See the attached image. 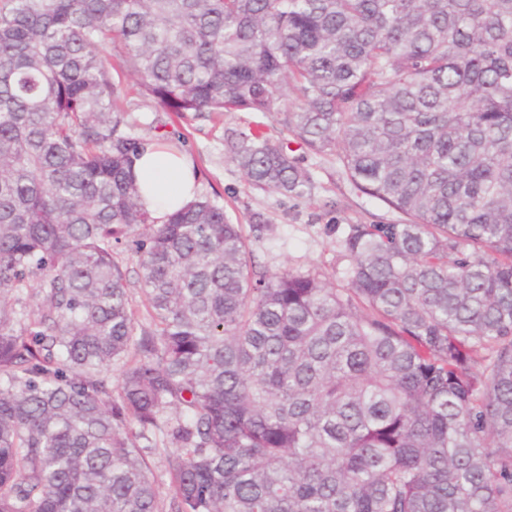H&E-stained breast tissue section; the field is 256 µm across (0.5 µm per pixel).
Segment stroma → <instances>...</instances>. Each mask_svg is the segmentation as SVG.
Segmentation results:
<instances>
[{
  "label": "stroma",
  "instance_id": "stroma-1",
  "mask_svg": "<svg viewBox=\"0 0 512 512\" xmlns=\"http://www.w3.org/2000/svg\"><path fill=\"white\" fill-rule=\"evenodd\" d=\"M125 90L139 108L131 115L135 131L178 145L198 173V194L223 204L242 224L261 213L264 227L252 232L251 249L258 269L276 272L288 269L325 272L335 285H342L348 261L338 246L337 228L348 224H397L400 212L379 200L362 194L351 183L333 158L313 154L283 128L277 115L264 116L269 133L286 146L313 177L310 196L295 198L268 194L251 188L242 173L225 155L224 134L247 126L252 114L232 112L221 116L199 117L188 112L181 116L158 111L141 101L136 80L124 73L120 59H113Z\"/></svg>",
  "mask_w": 512,
  "mask_h": 512
}]
</instances>
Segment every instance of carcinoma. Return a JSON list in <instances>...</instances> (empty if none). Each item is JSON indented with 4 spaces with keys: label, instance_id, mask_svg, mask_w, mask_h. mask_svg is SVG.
<instances>
[{
    "label": "carcinoma",
    "instance_id": "carcinoma-1",
    "mask_svg": "<svg viewBox=\"0 0 512 512\" xmlns=\"http://www.w3.org/2000/svg\"><path fill=\"white\" fill-rule=\"evenodd\" d=\"M112 57L405 219L347 225L342 288L206 196L158 221ZM224 147L310 193L262 123ZM0 512H512V0H0ZM114 257L125 274L131 308L135 318L139 323H146L149 316L140 289L142 271L139 259L125 245H118L115 248ZM159 450H157L154 454H150L147 457L148 465L151 469V471L154 473V475L157 477L158 481L160 483H163V487L167 488V484L169 482V475L167 473V462H166V455L167 453H171L175 450L176 445L168 443L167 444V450L164 451L163 446L158 447Z\"/></svg>",
    "mask_w": 512,
    "mask_h": 512
}]
</instances>
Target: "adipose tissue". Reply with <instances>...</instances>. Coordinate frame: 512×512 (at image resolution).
I'll return each mask as SVG.
<instances>
[{
    "label": "adipose tissue",
    "mask_w": 512,
    "mask_h": 512,
    "mask_svg": "<svg viewBox=\"0 0 512 512\" xmlns=\"http://www.w3.org/2000/svg\"><path fill=\"white\" fill-rule=\"evenodd\" d=\"M142 204L155 218L165 217L196 196V175L184 154L151 142L135 165Z\"/></svg>",
    "instance_id": "ef3b65f1"
}]
</instances>
